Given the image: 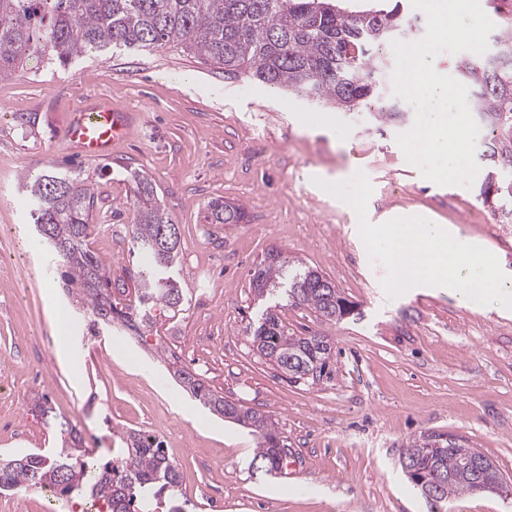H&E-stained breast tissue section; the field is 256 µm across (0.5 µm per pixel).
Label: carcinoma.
Here are the masks:
<instances>
[{"label":"carcinoma","instance_id":"cac0c4a2","mask_svg":"<svg viewBox=\"0 0 512 512\" xmlns=\"http://www.w3.org/2000/svg\"><path fill=\"white\" fill-rule=\"evenodd\" d=\"M341 0H0V78L29 59L36 46L50 48L51 60L66 64L76 56L107 50L151 51L169 44L224 67L227 77L241 75L343 112H362L379 97L383 62L376 50L388 40L412 34L417 18L402 9L347 11ZM493 45L506 52L495 67L486 54L457 62L471 89L473 117L486 131L480 154L485 177L483 202L512 221V33L498 34ZM375 121H400L396 105L372 114ZM128 203L131 250L140 255L137 305L112 301V280L105 261L91 248L97 198L89 178L56 167L25 182V198L36 231L33 243L61 266L63 291L73 299L75 318L90 317L101 330L119 325L137 329L159 308L178 307L184 294L173 267L180 237L159 245L175 225L147 176L134 171ZM244 211L215 199L207 204L210 224H239ZM259 300L278 291L290 306L305 307L329 321L350 314L336 284L310 268L290 267L270 252L250 280ZM253 351L291 382L319 379L333 358L329 340L299 336L268 307L252 330ZM179 385L217 416L251 429L256 468L282 470L284 436L266 414L244 408L211 390L196 375L177 369ZM58 447L50 453L0 457V489H40L58 500L86 495L99 512H187L177 463L160 440L139 430L126 432V447L103 461L82 446L68 420L53 421ZM408 480L431 503L452 494L500 493L503 480L493 461L445 433L414 439L400 458Z\"/></svg>","mask_w":512,"mask_h":512}]
</instances>
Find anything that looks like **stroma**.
<instances>
[{
  "label": "stroma",
  "instance_id": "35a3bbf8",
  "mask_svg": "<svg viewBox=\"0 0 512 512\" xmlns=\"http://www.w3.org/2000/svg\"><path fill=\"white\" fill-rule=\"evenodd\" d=\"M192 78L189 87L180 86ZM380 97L403 121L379 129L304 96L245 78L181 49L117 51L66 65L36 54L0 79V454L49 451L54 437L34 407L46 396L100 459L116 456L126 430L158 432L179 468L188 512H512V497L450 496L432 507L403 473L407 445L442 432L479 449L512 482V311L466 307L447 291L412 288L388 299L386 267L370 258L347 204L314 185L361 171L373 193L371 223L414 210L483 240L512 272V223L479 197V183L441 186L407 162L397 138L415 114L387 75ZM106 100L140 120L111 157L71 154L61 136L70 112ZM89 177L112 216L93 250L112 280L137 273L122 212L127 169L143 171L181 234L175 267L185 300L161 310L143 336H91L77 322L75 362L59 358L68 300L47 293L48 260L31 247L22 179L41 164ZM239 205V224H210L208 201ZM336 283L358 308L329 321L287 307L299 333L328 337L330 372L291 383L251 349L263 304L250 272L269 251ZM190 369L228 400L271 415L290 449L282 473L251 468L252 433L213 415L177 385L165 364ZM168 361V362H169ZM85 497L0 492V512H87Z\"/></svg>",
  "mask_w": 512,
  "mask_h": 512
}]
</instances>
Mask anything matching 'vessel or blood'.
Segmentation results:
<instances>
[{"label":"vessel or blood","instance_id":"obj_1","mask_svg":"<svg viewBox=\"0 0 512 512\" xmlns=\"http://www.w3.org/2000/svg\"><path fill=\"white\" fill-rule=\"evenodd\" d=\"M137 116L121 112L110 103L71 113L64 132L68 149L84 159H99L111 154L113 146L122 141Z\"/></svg>","mask_w":512,"mask_h":512}]
</instances>
